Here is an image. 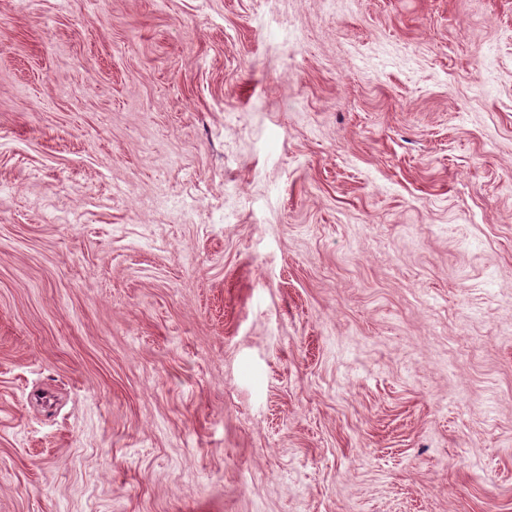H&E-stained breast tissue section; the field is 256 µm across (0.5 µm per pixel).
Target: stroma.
<instances>
[{
	"label": "stroma",
	"mask_w": 512,
	"mask_h": 512,
	"mask_svg": "<svg viewBox=\"0 0 512 512\" xmlns=\"http://www.w3.org/2000/svg\"><path fill=\"white\" fill-rule=\"evenodd\" d=\"M0 512H512V0H0Z\"/></svg>",
	"instance_id": "1"
}]
</instances>
